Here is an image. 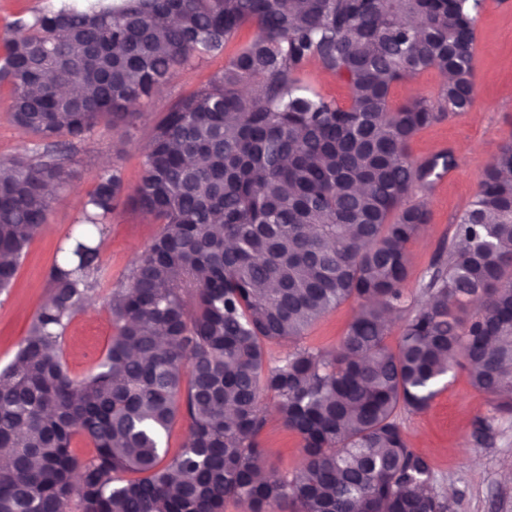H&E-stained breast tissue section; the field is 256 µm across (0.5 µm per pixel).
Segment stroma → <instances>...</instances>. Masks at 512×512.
I'll use <instances>...</instances> for the list:
<instances>
[{
    "label": "stroma",
    "instance_id": "obj_1",
    "mask_svg": "<svg viewBox=\"0 0 512 512\" xmlns=\"http://www.w3.org/2000/svg\"><path fill=\"white\" fill-rule=\"evenodd\" d=\"M476 98L469 112L423 130L411 153L426 158L452 152L456 165L428 191H415L411 203L425 204L430 221L409 243L411 274L405 284L409 302L422 303L421 284L439 247L451 238L459 215L477 192L489 166L477 150L480 142L496 145L512 138V0H483L477 16ZM224 65L223 57L205 58L175 71L149 101L137 105V135L123 143L119 129L102 124L72 151L73 176L57 190L56 200L30 243L16 279L0 293V366L7 365L25 336L37 309L36 297L47 295L46 274L57 248L76 224L94 176L121 160L128 187L141 176L140 150L163 112L179 97L202 84ZM155 220L129 206L113 213L100 253L102 287H119L135 258L159 232ZM354 309L343 304L329 311L302 337L305 345L332 348L352 320ZM112 324L102 300L91 301L68 325L63 358L72 375H88L106 350ZM492 397L473 388L465 372L441 385L430 406L404 415L411 448L431 463L435 489L448 499L449 512H512V417L495 418L490 436L478 433V421L493 416ZM267 464L289 473L301 463V440L287 430L275 412H268L260 436Z\"/></svg>",
    "mask_w": 512,
    "mask_h": 512
}]
</instances>
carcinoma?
I'll use <instances>...</instances> for the list:
<instances>
[{
  "label": "carcinoma",
  "mask_w": 512,
  "mask_h": 512,
  "mask_svg": "<svg viewBox=\"0 0 512 512\" xmlns=\"http://www.w3.org/2000/svg\"><path fill=\"white\" fill-rule=\"evenodd\" d=\"M482 0H61L0 41L10 121L36 138L0 161V292L70 176L63 150L105 122L135 138L129 106L175 70L253 37L153 126L142 176L95 177L48 271L51 302L0 368V512H448L404 412L455 370L512 416V140L498 148L407 303V244L429 222L405 204L455 166L410 153L471 109ZM344 82L317 92L308 65ZM451 75L438 99L392 107L393 86ZM159 232L105 300L113 333L77 378L63 335L101 284L106 224L122 205ZM195 297L188 310L185 297ZM345 303L332 349L298 344ZM402 319L396 346L390 317ZM296 345L281 356L271 347ZM302 441L303 466L264 468L266 401ZM191 442L161 450L177 419ZM92 445L79 460L75 437ZM308 78L313 87L322 95L335 98L340 105H347L350 94L347 86L335 77L329 76L317 64H311L308 68ZM327 75V76H325Z\"/></svg>",
  "instance_id": "cac0c4a2"
}]
</instances>
